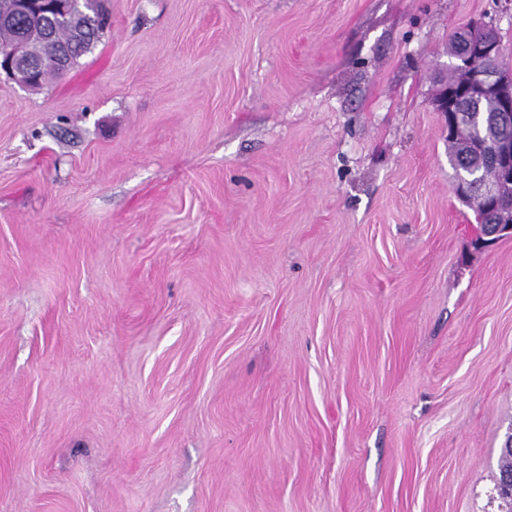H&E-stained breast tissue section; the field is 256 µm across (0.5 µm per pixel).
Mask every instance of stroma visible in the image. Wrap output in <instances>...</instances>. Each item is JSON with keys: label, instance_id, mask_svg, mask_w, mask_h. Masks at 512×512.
<instances>
[{"label": "stroma", "instance_id": "stroma-1", "mask_svg": "<svg viewBox=\"0 0 512 512\" xmlns=\"http://www.w3.org/2000/svg\"><path fill=\"white\" fill-rule=\"evenodd\" d=\"M0 77V512H500L512 238L433 105L512 0H109Z\"/></svg>", "mask_w": 512, "mask_h": 512}]
</instances>
